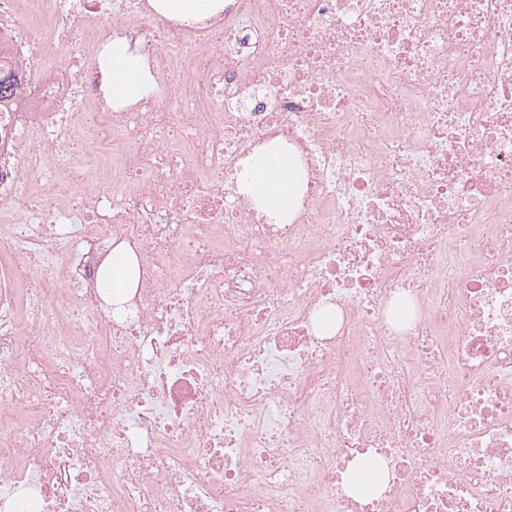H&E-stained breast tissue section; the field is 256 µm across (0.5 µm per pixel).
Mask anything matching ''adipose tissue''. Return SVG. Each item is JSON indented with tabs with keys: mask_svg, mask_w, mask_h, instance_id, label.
I'll return each mask as SVG.
<instances>
[{
	"mask_svg": "<svg viewBox=\"0 0 512 512\" xmlns=\"http://www.w3.org/2000/svg\"><path fill=\"white\" fill-rule=\"evenodd\" d=\"M112 75V98L127 101L138 96L146 82L141 56L129 52L125 43L112 45L109 59ZM238 188L241 193L260 202L272 217L286 213L294 197L297 179L287 162L274 154L253 156L244 164Z\"/></svg>",
	"mask_w": 512,
	"mask_h": 512,
	"instance_id": "ef3b65f1",
	"label": "adipose tissue"
}]
</instances>
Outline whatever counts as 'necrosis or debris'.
I'll return each mask as SVG.
<instances>
[{
	"instance_id": "1",
	"label": "necrosis or debris",
	"mask_w": 512,
	"mask_h": 512,
	"mask_svg": "<svg viewBox=\"0 0 512 512\" xmlns=\"http://www.w3.org/2000/svg\"><path fill=\"white\" fill-rule=\"evenodd\" d=\"M1 68L0 512H512V0H0ZM159 8L166 14L179 18L197 20L212 16L224 9V0H159ZM109 67L112 75V101L136 98L146 82L143 58L129 52L124 42H113ZM244 168L246 170L238 184L239 191L260 202L274 218L286 213L297 183L288 162L277 155L263 153L247 159ZM135 261L132 254L124 251L112 253L111 276L112 288L115 294H121L126 288H132L133 284L128 280L127 269L131 262Z\"/></svg>"
}]
</instances>
